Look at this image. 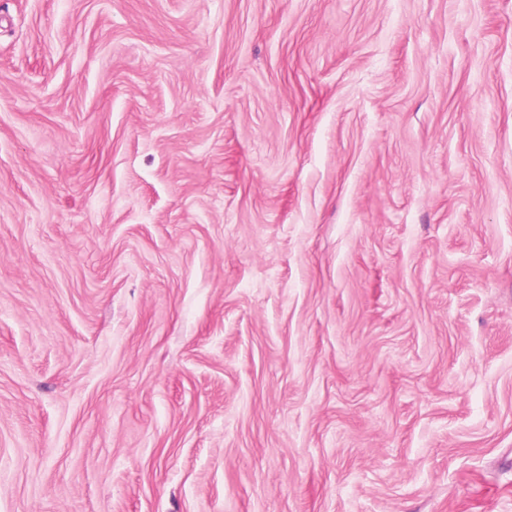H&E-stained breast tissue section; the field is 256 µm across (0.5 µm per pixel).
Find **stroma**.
<instances>
[{"label": "stroma", "instance_id": "1", "mask_svg": "<svg viewBox=\"0 0 512 512\" xmlns=\"http://www.w3.org/2000/svg\"><path fill=\"white\" fill-rule=\"evenodd\" d=\"M0 512H512V0H0Z\"/></svg>", "mask_w": 512, "mask_h": 512}]
</instances>
